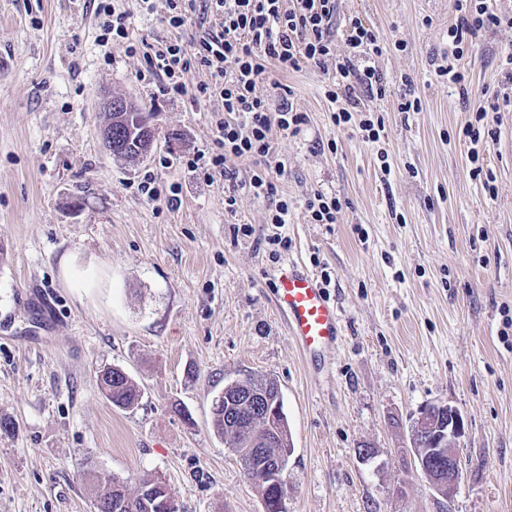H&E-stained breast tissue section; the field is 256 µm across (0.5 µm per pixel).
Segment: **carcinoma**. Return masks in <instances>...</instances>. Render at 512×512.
Segmentation results:
<instances>
[{"instance_id":"1","label":"carcinoma","mask_w":512,"mask_h":512,"mask_svg":"<svg viewBox=\"0 0 512 512\" xmlns=\"http://www.w3.org/2000/svg\"><path fill=\"white\" fill-rule=\"evenodd\" d=\"M149 116L136 112L125 118L118 113L106 112L103 121L112 122V143L115 157L130 159L145 158L151 151L154 136L143 131ZM101 387L105 398L119 409H133L141 401L142 391L137 382L128 374L120 373L117 368H107L101 373ZM254 388L263 389L272 404L279 408L275 428L279 439L266 448L265 455L256 456L246 446L248 436H261L265 433V424L257 421L250 426V435L230 427L225 412L227 407L212 411L213 426L224 437V442L233 447L243 469L256 480L259 492L264 500L265 512H276L274 490L282 476V460L288 459L292 451V441L288 431V419L283 410L281 390L277 382L264 376L250 375L235 381L230 394H239ZM96 492L94 506L96 512H166L165 502L174 498L170 487L155 478L143 479L134 491H128L119 478L100 473L95 476Z\"/></svg>"}]
</instances>
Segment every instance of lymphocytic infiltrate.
<instances>
[{"mask_svg": "<svg viewBox=\"0 0 512 512\" xmlns=\"http://www.w3.org/2000/svg\"><path fill=\"white\" fill-rule=\"evenodd\" d=\"M146 13L162 12L175 37L161 49L141 52L130 37L128 11L117 9L113 0H96L94 16L101 31V45L123 48L126 54H142L150 77L161 79L166 94L182 96L193 92L195 98L220 97L224 115L213 122L215 149L207 161L189 160L203 181L226 170L233 158L260 159L249 187L257 197L272 201L269 215L272 232L267 237L271 257L287 249L282 229L288 222L287 197L273 178L282 171L275 161L273 130L298 134L307 122L305 113L294 109L291 88H284L277 103L257 95L256 86L269 71L281 73L300 70L302 65L319 68L333 66L334 74L325 88L333 104L331 121L343 127L358 121L367 138L376 139L380 131L371 116L354 119L360 109L358 90L385 97L386 82L376 67L385 43L359 17H350L345 29L347 54L336 52L333 24L336 0H138ZM204 6L210 21L204 33L187 38L183 31L197 6ZM459 17L448 29L452 56H460L466 41L484 29L500 27L503 19L489 0H459ZM202 71L206 80L188 88L189 73Z\"/></svg>", "mask_w": 512, "mask_h": 512, "instance_id": "1", "label": "lymphocytic infiltrate"}]
</instances>
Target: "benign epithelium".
<instances>
[{"label":"benign epithelium","mask_w":512,"mask_h":512,"mask_svg":"<svg viewBox=\"0 0 512 512\" xmlns=\"http://www.w3.org/2000/svg\"><path fill=\"white\" fill-rule=\"evenodd\" d=\"M228 409L241 419H248L257 412L269 415V400L265 394L257 392L246 401L236 403L227 400ZM465 433L462 415L454 407L445 403H428L418 409L409 425V464L428 484L431 497L438 505L436 512H446L451 507L454 493L462 479V468L457 453L460 439ZM440 465L448 464V496H443L439 486L443 481L429 472L426 458Z\"/></svg>","instance_id":"obj_1"}]
</instances>
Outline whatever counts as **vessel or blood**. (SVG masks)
<instances>
[{
    "mask_svg": "<svg viewBox=\"0 0 512 512\" xmlns=\"http://www.w3.org/2000/svg\"><path fill=\"white\" fill-rule=\"evenodd\" d=\"M274 301L305 359L316 360L338 345L343 334L340 310L303 265L292 263L275 274Z\"/></svg>",
    "mask_w": 512,
    "mask_h": 512,
    "instance_id": "1",
    "label": "vessel or blood"
}]
</instances>
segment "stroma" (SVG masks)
Segmentation results:
<instances>
[{
    "label": "stroma",
    "mask_w": 512,
    "mask_h": 512,
    "mask_svg": "<svg viewBox=\"0 0 512 512\" xmlns=\"http://www.w3.org/2000/svg\"><path fill=\"white\" fill-rule=\"evenodd\" d=\"M336 3L337 29L356 15L388 44L376 60L388 93L368 102L384 129L375 142L337 129L321 70L279 75L308 121L273 136L292 206L275 260L270 204L246 187L254 160L230 159L209 183L186 165L212 153L220 98L140 80L143 56L99 46L86 0H0V54L12 60L0 72V512H95L93 470L131 489L163 478L185 512H265L212 427L214 398L252 373L281 388L287 512H433L402 453L430 402L465 420L453 512H512V27L465 47L464 99L435 74L456 0ZM118 5L133 40H171L137 0ZM404 95L419 111H399ZM108 96L154 114L137 164L104 146ZM479 105L496 134L476 163L490 192L462 135ZM148 174L178 186L177 202L141 195ZM317 191L343 201L337 223L309 220ZM291 262L330 275L342 311V340L317 372L272 295L273 272ZM108 366L136 379L137 407L105 398ZM365 446L379 456L362 460Z\"/></svg>",
    "instance_id": "stroma-1"
}]
</instances>
